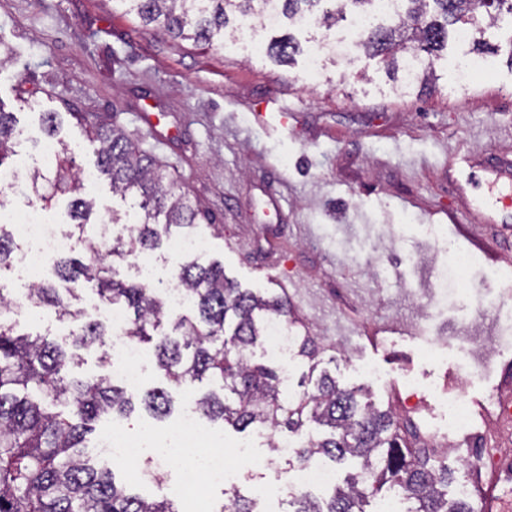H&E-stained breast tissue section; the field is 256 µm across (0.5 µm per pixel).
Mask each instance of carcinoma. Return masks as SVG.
I'll return each instance as SVG.
<instances>
[{"label":"carcinoma","mask_w":512,"mask_h":512,"mask_svg":"<svg viewBox=\"0 0 512 512\" xmlns=\"http://www.w3.org/2000/svg\"><path fill=\"white\" fill-rule=\"evenodd\" d=\"M143 25H153L174 38L203 47L224 46L230 16L262 18L269 0H115ZM372 10L373 0H275L278 12L291 22L316 18L330 27L345 17L346 3ZM512 15V0H402L391 24L365 32L361 46L389 72L398 57L411 51L422 55L431 76L433 60L448 49V27L473 24L485 16L495 25ZM266 54L292 62L300 45L291 35L271 40ZM93 147L99 172L112 190L139 198L143 216L135 232L103 245L86 234L94 201L83 196L73 160L57 155L53 168L31 175L39 190L44 182L57 193H69L71 218L82 248L53 262V276L27 289L29 307L53 308L74 326L70 353L42 335L20 334L8 319H0V512H180L168 500L141 497L116 482L115 473L96 468L86 455L85 441L93 423L103 416H129L136 393L110 378L88 379L72 373L76 351L107 345L109 330L82 321L81 309L71 308L77 287L89 284L100 302L120 304L128 313L129 336L136 343L154 344L156 367L175 387L203 382L213 386L192 394L198 413L237 431L265 428L302 436L288 464L301 468L314 459L344 464L352 459L359 470L324 499L296 491L291 512H363L361 504L387 487L415 506L408 512H475L472 502L448 496L458 480L441 455L414 448L399 432L392 410H382L364 388H342L320 367L321 349L300 324L288 303L273 294L241 288L224 276V266L184 261L177 279L192 296L194 316L172 315L161 292L126 279L123 265L190 229L200 218L212 221L191 194L178 187L166 166L132 142L122 128L86 112H71ZM63 113H42L46 135L56 136ZM16 137L13 113L0 111V178L16 173L12 164ZM174 335L154 340L163 321ZM276 321L290 335V348L309 363L300 390L283 394L277 368L251 360L254 348L267 340V326ZM144 408L158 419L175 408L172 394L162 388L147 391ZM221 512H263L258 502L238 493L224 501Z\"/></svg>","instance_id":"1"}]
</instances>
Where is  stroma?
I'll list each match as a JSON object with an SVG mask.
<instances>
[{"label": "stroma", "instance_id": "stroma-1", "mask_svg": "<svg viewBox=\"0 0 512 512\" xmlns=\"http://www.w3.org/2000/svg\"><path fill=\"white\" fill-rule=\"evenodd\" d=\"M295 34L302 51L286 66L259 50L172 38L112 0H0V110L20 132L22 177L9 205L47 210L70 230L67 198L44 206L24 182L41 166V115L115 117L221 224L193 229L208 241L199 263L220 261L241 287L285 298L340 385L369 388L399 425L420 433L448 419L432 399L415 413L396 406L406 377L482 405L512 397V222L483 221L479 181L452 188L458 157L476 172L512 163V34L485 30L498 49L486 57L485 79L459 84L457 64L474 47L452 40L434 63L436 80L403 93L361 51L323 58L310 79L309 51L323 34ZM274 98L288 103L282 129L258 120ZM92 198L91 225L116 214L134 224L109 180H98ZM452 248L480 257L467 285L435 276ZM378 261L387 267L381 278ZM472 330L487 352L480 363L457 342ZM179 424L176 413L157 421L138 411L97 428L146 431L167 448ZM491 444L501 464L476 481L477 512L489 495L502 508L512 501V420L476 418L468 436L437 449L463 473L462 455Z\"/></svg>", "mask_w": 512, "mask_h": 512}]
</instances>
